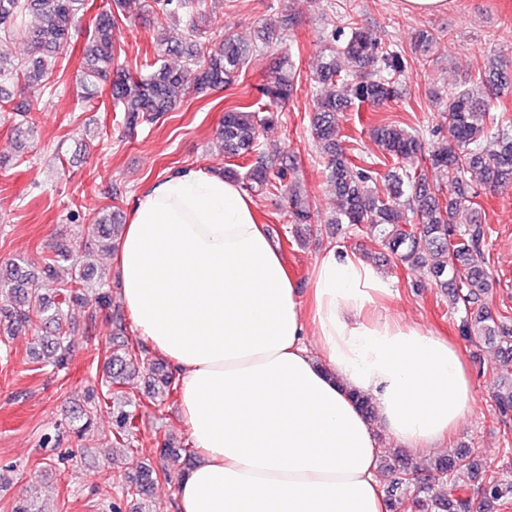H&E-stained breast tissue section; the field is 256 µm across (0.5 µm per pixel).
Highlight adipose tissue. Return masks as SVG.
<instances>
[{
	"label": "adipose tissue",
	"mask_w": 512,
	"mask_h": 512,
	"mask_svg": "<svg viewBox=\"0 0 512 512\" xmlns=\"http://www.w3.org/2000/svg\"><path fill=\"white\" fill-rule=\"evenodd\" d=\"M115 262L194 446L176 512H389L379 434L426 451L473 409L458 349L391 308L389 281L355 255L325 253L302 301L254 202L222 175L151 185Z\"/></svg>",
	"instance_id": "adipose-tissue-1"
}]
</instances>
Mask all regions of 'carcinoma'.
<instances>
[{"label":"carcinoma","mask_w":512,"mask_h":512,"mask_svg":"<svg viewBox=\"0 0 512 512\" xmlns=\"http://www.w3.org/2000/svg\"><path fill=\"white\" fill-rule=\"evenodd\" d=\"M130 2L114 0L115 9L95 16L83 48L80 77L84 92L91 96L97 94L99 82L109 83L112 100L123 109L127 129L173 110L191 93L230 86L242 73L250 47L227 34L200 52L189 50L180 39L158 37L153 71L146 76L117 64L118 16ZM84 4L85 0H0V32L19 28L30 13L40 18L39 25L25 29L34 57L23 65L1 51L0 78L26 84L47 81L54 68L51 58L68 43ZM151 8L160 19L183 22L188 35L197 34L195 0H152ZM344 24L348 36L339 49L323 58L317 72V83L324 92L311 117L312 138L326 160L328 178L340 200L334 223L368 230L402 264L429 269L448 297V305L462 313V337L471 344L483 342L496 348L500 377L493 398L499 415L506 418L512 414V316L507 310H493L489 302L492 276L484 253L489 227L476 209L473 198L477 192L467 176L477 175L479 184L490 190L512 186V117L492 111L494 102L512 87V71L480 72L447 97L441 118L448 128V143L430 151L424 163L416 162L422 154L419 133L387 123L373 129L380 156L368 161L342 141L338 113L354 100L378 105L395 98L405 59L399 47L381 45L353 19ZM170 56L186 58L185 64L170 66ZM340 56L362 69L374 66L377 71L352 77L339 64ZM294 79L287 60L259 91L269 104L282 105L293 95ZM12 111L21 117L14 124L15 134L23 137L30 130V108L21 102ZM278 119L270 110L243 111L238 107L224 112L219 135L224 158L230 161L224 176L253 196L288 193V233L301 242L310 230L312 214L298 182L291 179L295 162L281 152L268 153L260 139L261 132ZM430 170L446 174L448 196L440 197L439 189L431 187ZM121 231L115 213L103 209L93 217L91 232L96 246L113 251ZM69 253L70 247L64 244L53 246L43 258L46 274L53 273L57 259H65ZM93 274L92 265L83 262L82 269L60 282L56 299L51 300L44 297L36 272L15 262L0 265V318L7 323L3 332L28 327L42 333L33 355L59 368L66 364L69 351L70 307L86 308V320L91 323L96 322L98 312L107 311L113 335L122 341L105 357L101 393L88 395L69 429L80 441L93 436L98 411L110 403L112 444L133 448L139 426L135 411L124 401L127 380L139 368L148 367L154 374L150 402L155 406L177 392V385L167 363L151 357L141 342L125 338L126 318L120 307L112 306V288L92 283ZM155 452L165 465L159 470L141 466L123 487L121 498H149L160 480L171 478L169 465L178 466L181 475L183 460L192 456V451L175 447L167 435L156 439ZM432 470L440 485L433 499L437 512H472L468 490L476 483L482 485L478 512H499L512 498V480L484 477L485 467L466 452L436 457ZM420 471L406 459L379 467L380 479H390L388 493L393 497L394 512H407V500L397 496V490L414 483Z\"/></svg>","instance_id":"1"}]
</instances>
